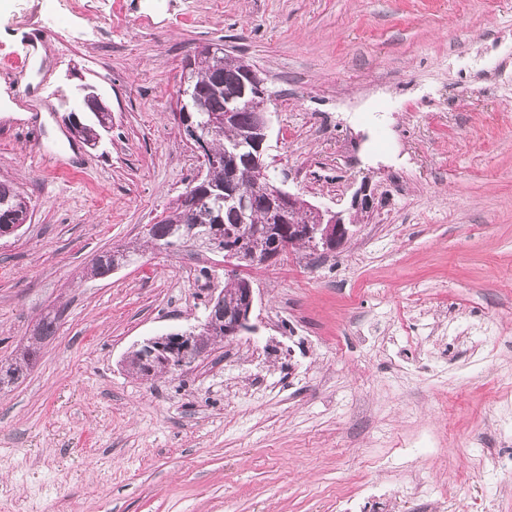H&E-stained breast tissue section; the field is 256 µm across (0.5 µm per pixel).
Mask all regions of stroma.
<instances>
[{
	"instance_id": "35a3bbf8",
	"label": "stroma",
	"mask_w": 512,
	"mask_h": 512,
	"mask_svg": "<svg viewBox=\"0 0 512 512\" xmlns=\"http://www.w3.org/2000/svg\"><path fill=\"white\" fill-rule=\"evenodd\" d=\"M88 2L0 0V181L31 201L0 239V361L57 317L0 390V512H366L372 483L383 512H512V94L473 64L512 69V0ZM206 46L277 91L279 185L355 227L246 269L254 332L146 379L127 354L203 320L220 254L88 269L201 175L171 114ZM87 85L93 146L67 127ZM86 90L89 92L85 96V103L87 106L91 107L94 112H89V114L92 115L91 122L86 123L83 118L78 116L81 121L83 136L85 139H90L94 141H98L102 138V135L104 132H107V129L111 128L112 124V113L111 111L104 105V103L101 100V97L99 94L91 87H87ZM97 112H104L103 120L106 124L105 127L100 122ZM55 319H46L41 326L38 337L30 338L32 341L24 348L19 357L11 359V363L1 362L0 367V390L4 385L16 384L21 379L32 362L36 359L41 342L51 336L54 332ZM3 367H6L3 369Z\"/></svg>"
}]
</instances>
